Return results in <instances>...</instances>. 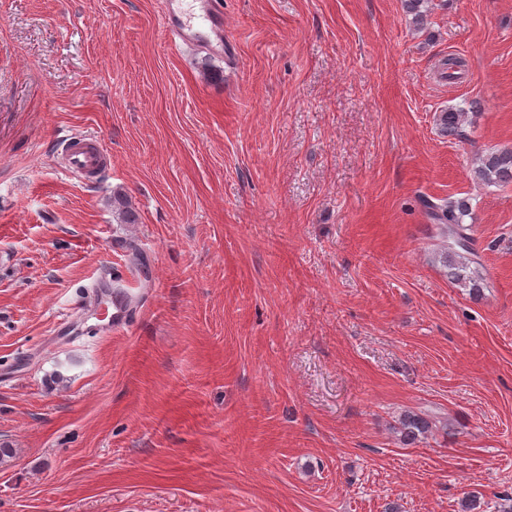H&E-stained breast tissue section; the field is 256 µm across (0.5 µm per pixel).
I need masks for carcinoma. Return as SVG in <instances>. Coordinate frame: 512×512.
I'll return each mask as SVG.
<instances>
[{"label":"carcinoma","instance_id":"cac0c4a2","mask_svg":"<svg viewBox=\"0 0 512 512\" xmlns=\"http://www.w3.org/2000/svg\"><path fill=\"white\" fill-rule=\"evenodd\" d=\"M428 0H405L406 12L413 15L417 28L427 23ZM467 113L450 110L440 115L442 132L458 137L466 123ZM477 177L485 185H499L512 182V150L495 151L479 157ZM430 219L436 224L440 236L451 240L439 247L438 257L448 276L459 285L469 289L470 295L479 298L484 288L479 271L471 268L474 259L473 239L465 218L471 215L470 202L466 198L453 199L438 205L425 201ZM431 428V422L419 414H406L399 422L400 439L413 444L424 437Z\"/></svg>","mask_w":512,"mask_h":512}]
</instances>
